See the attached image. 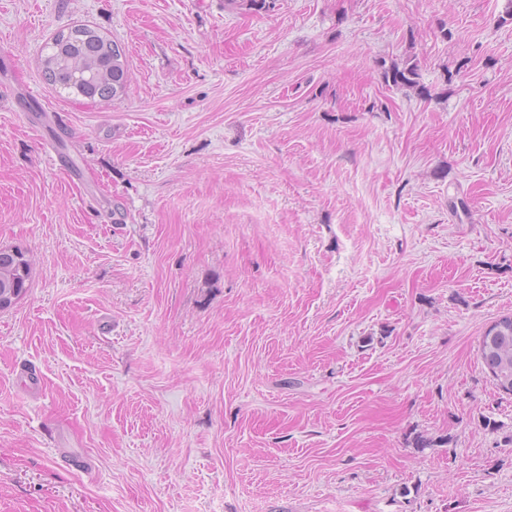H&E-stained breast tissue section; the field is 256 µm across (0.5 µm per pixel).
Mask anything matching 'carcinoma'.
<instances>
[{
    "mask_svg": "<svg viewBox=\"0 0 512 512\" xmlns=\"http://www.w3.org/2000/svg\"><path fill=\"white\" fill-rule=\"evenodd\" d=\"M82 61L91 75V100L120 97L127 86V66L121 46L87 25L61 30L52 38V52L42 61V74L51 85L68 87L72 60ZM384 81L394 85H419L416 64L401 68L393 65L383 72ZM31 272H18L16 257L10 248L0 247V291L22 296ZM480 359L486 370L504 371L512 378V325L506 331L483 333L479 343Z\"/></svg>",
    "mask_w": 512,
    "mask_h": 512,
    "instance_id": "carcinoma-1",
    "label": "carcinoma"
}]
</instances>
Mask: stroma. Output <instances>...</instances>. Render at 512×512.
<instances>
[{"label": "stroma", "instance_id": "stroma-1", "mask_svg": "<svg viewBox=\"0 0 512 512\" xmlns=\"http://www.w3.org/2000/svg\"><path fill=\"white\" fill-rule=\"evenodd\" d=\"M511 1L0 0V512H512ZM67 31L61 30L52 38V52L42 61L44 79L50 85L72 87L81 95L77 89L84 82V71L81 67L75 69L72 79L77 88L67 84L72 60L78 59L86 65L87 75H91L90 101L122 96L128 81L122 47L87 25L73 26ZM100 65L105 67L102 69ZM419 72L416 64L408 63L407 66L400 69L398 65L385 68L383 78L386 83L393 85L418 86ZM11 247H0V292H13L18 296L26 293L29 282L31 280L32 269L30 268L25 274L18 272L16 265V257L10 251ZM507 331L502 332L500 329L497 333L492 335L496 328L492 327L485 331L479 343L480 359L489 372L493 371L496 375V370L507 372L508 377L512 378V324L505 326ZM489 336H495L489 339ZM498 336H510L508 338ZM490 373V372H489Z\"/></svg>", "mask_w": 512, "mask_h": 512}]
</instances>
